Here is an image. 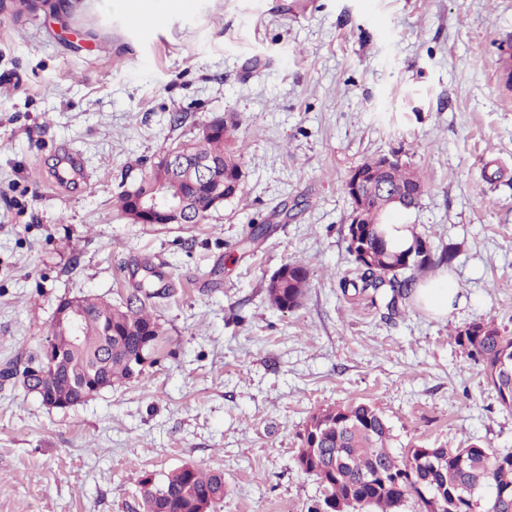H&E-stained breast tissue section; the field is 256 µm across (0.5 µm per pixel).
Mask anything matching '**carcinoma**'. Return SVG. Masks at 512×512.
<instances>
[{
  "label": "carcinoma",
  "instance_id": "carcinoma-1",
  "mask_svg": "<svg viewBox=\"0 0 512 512\" xmlns=\"http://www.w3.org/2000/svg\"><path fill=\"white\" fill-rule=\"evenodd\" d=\"M236 127V120L231 118L220 133L185 141L190 151L224 165V184L219 187L191 182L186 170L174 173L181 183L189 185L193 196L189 224L207 221L216 190H223L231 201L241 198L240 149L231 143ZM356 170L363 176L365 208L363 223L349 225V251L357 264L370 253L383 255L361 266V288L390 289L389 304L394 308L410 298L416 288L413 273L426 271L438 261L448 263L452 254L444 251L439 260H434L426 239L416 232L407 249L393 250L381 227L389 207L382 197L367 189L381 177V158H368ZM387 177L410 196L409 204H418L425 183L415 169L397 164ZM282 268L288 273L286 284L280 288L268 285L266 294L272 307L290 311L301 304L307 292L308 272L299 261ZM406 270L412 275L399 277ZM151 298L152 293L141 285L119 304L90 295L78 298L86 343L67 352L42 373L38 382L68 401L79 394L75 378L94 374L111 385L144 378V369L132 373L129 357L143 346L159 354L168 340L167 329L149 309ZM108 334L115 339L107 354L101 356L99 343ZM455 343L468 358L482 364V375L493 386L501 405L512 409V336L503 335L490 323L479 322L458 331ZM310 421L315 426H306L295 463L316 479L322 497L307 512H401L410 499L418 504L419 512H512L511 449H495L475 440L456 448H410L399 455L393 450L387 421L378 409L365 403L323 409ZM151 476L150 471L135 476L140 512H193L203 500L208 512H213L224 500L221 471L184 464L158 479L156 488L148 489L145 484ZM477 477L482 480V488L472 492L468 483Z\"/></svg>",
  "mask_w": 512,
  "mask_h": 512
}]
</instances>
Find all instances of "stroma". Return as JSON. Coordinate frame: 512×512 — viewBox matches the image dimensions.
Returning <instances> with one entry per match:
<instances>
[{
    "mask_svg": "<svg viewBox=\"0 0 512 512\" xmlns=\"http://www.w3.org/2000/svg\"><path fill=\"white\" fill-rule=\"evenodd\" d=\"M512 0H174L135 28L101 0L0 5V368L34 353L61 299L137 285L168 330L143 382L67 410L0 380V512H139L133 478L224 473L217 512H307L294 459L318 409L364 402L394 448H512V410L456 345L512 335ZM234 115L243 196L203 224L114 205L161 145ZM86 180L57 185L62 147ZM398 155L426 191L400 219L460 285L448 316L359 289L344 190ZM266 237L244 247L252 227ZM309 288L282 312L283 264ZM280 269H285L288 273L286 284L280 288H273L267 282L266 294L272 307L280 311H290L301 304L307 292L308 272L299 261L284 264Z\"/></svg>",
    "mask_w": 512,
    "mask_h": 512,
    "instance_id": "1",
    "label": "stroma"
}]
</instances>
